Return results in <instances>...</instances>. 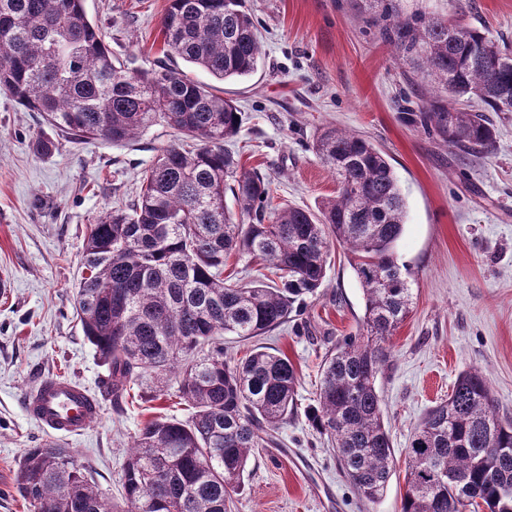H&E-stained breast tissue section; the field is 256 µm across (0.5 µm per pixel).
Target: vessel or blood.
<instances>
[{
	"mask_svg": "<svg viewBox=\"0 0 512 512\" xmlns=\"http://www.w3.org/2000/svg\"><path fill=\"white\" fill-rule=\"evenodd\" d=\"M24 407L44 431L61 437L82 435L101 413L98 401L84 388L57 377L40 380L26 394Z\"/></svg>",
	"mask_w": 512,
	"mask_h": 512,
	"instance_id": "b4317fda",
	"label": "vessel or blood"
}]
</instances>
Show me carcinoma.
<instances>
[{
  "label": "carcinoma",
  "instance_id": "1",
  "mask_svg": "<svg viewBox=\"0 0 512 512\" xmlns=\"http://www.w3.org/2000/svg\"><path fill=\"white\" fill-rule=\"evenodd\" d=\"M381 9L389 43L431 77L434 95L403 119L477 157L492 147L491 112H512V46L461 22ZM163 56L219 81L252 74L262 42L245 0H169ZM0 85L50 126L83 140L126 144L160 121L177 139L156 150L133 199L91 225L75 310L107 366L105 398L123 410L131 391L173 379L187 420L157 417L135 436L122 503L88 479L69 449L29 448L17 491L30 512H231L251 452L297 412L298 375L285 354L224 356V336H268L320 288L339 244L361 285L362 332L326 357L305 417L327 438L360 499L385 492L394 449L378 374L412 303L394 257L404 199L385 153L360 134L326 126L315 155L336 178L316 209L273 203L264 175L229 144L242 112L213 86L166 64L136 72L112 59L83 0H0ZM231 199H226V195ZM248 223L237 224L232 209ZM264 259L275 278L224 276L233 256ZM401 512H512V418L498 415L489 381L462 372L426 412L406 448ZM480 501L469 500V490Z\"/></svg>",
  "mask_w": 512,
  "mask_h": 512
}]
</instances>
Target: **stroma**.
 Masks as SVG:
<instances>
[{
    "instance_id": "obj_1",
    "label": "stroma",
    "mask_w": 512,
    "mask_h": 512,
    "mask_svg": "<svg viewBox=\"0 0 512 512\" xmlns=\"http://www.w3.org/2000/svg\"><path fill=\"white\" fill-rule=\"evenodd\" d=\"M405 13L461 20L493 41L512 42V0H395ZM262 33V62L251 76L217 83L237 100L243 121L234 147L246 168L272 184L275 202L316 208L336 180L312 151L320 128L356 130L392 164L405 200L394 251L407 269L413 305L391 338L393 358L378 375L395 468L383 496L361 503L333 451L305 416L283 424L278 446L251 456L232 512H401L405 450L426 411L447 399L460 372L490 379L501 413L512 416V112L480 159L455 156L436 137L402 120L432 97L430 83L397 60L364 0H247ZM168 0H84L113 57L128 69L163 61L161 20ZM42 115L0 88V512H27L16 486L19 461L49 437L25 413L24 396L46 377L93 395L107 368L73 312L91 224L131 198L156 147L174 138L163 124L134 141L58 137L48 156L33 140L50 133ZM365 300L342 247H335L317 294L296 322L260 337L298 373V406L314 404L319 366L357 333ZM177 383L124 413L102 403L85 435L59 438L109 493L120 488L134 437L153 417L187 419Z\"/></svg>"
}]
</instances>
